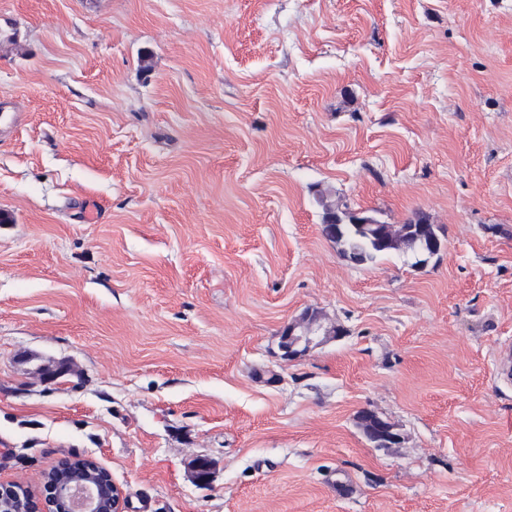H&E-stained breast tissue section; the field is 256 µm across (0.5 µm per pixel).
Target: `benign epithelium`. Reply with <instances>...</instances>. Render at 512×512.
<instances>
[{"label": "benign epithelium", "mask_w": 512, "mask_h": 512, "mask_svg": "<svg viewBox=\"0 0 512 512\" xmlns=\"http://www.w3.org/2000/svg\"><path fill=\"white\" fill-rule=\"evenodd\" d=\"M412 244L422 250V267L444 249V243L424 225L415 227ZM309 318L310 315L305 314L284 327L281 350L285 361H293L327 339L343 335L342 328L326 327ZM371 440L392 445L400 442L401 437L392 423L377 418ZM213 469L214 462L210 458H195L191 463L192 480L200 487L209 486ZM108 474L109 471L92 457L63 458L40 475L39 486L35 489L19 482L1 483L0 512H82L78 493L83 490L91 492L88 512H125L123 493Z\"/></svg>", "instance_id": "obj_1"}]
</instances>
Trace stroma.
Masks as SVG:
<instances>
[{
  "label": "stroma",
  "instance_id": "obj_1",
  "mask_svg": "<svg viewBox=\"0 0 512 512\" xmlns=\"http://www.w3.org/2000/svg\"><path fill=\"white\" fill-rule=\"evenodd\" d=\"M320 193L445 248L351 265ZM0 211V482L81 455L127 512H512V0H0ZM311 309L344 334L285 362ZM412 230H416L412 238V244L420 247L423 254V261L420 262L419 266L424 267L430 259L443 251L445 245L424 225L414 226ZM35 377L44 384L57 383L60 380L72 381L71 378L81 381V376L64 361H48L38 365L33 372Z\"/></svg>",
  "mask_w": 512,
  "mask_h": 512
}]
</instances>
